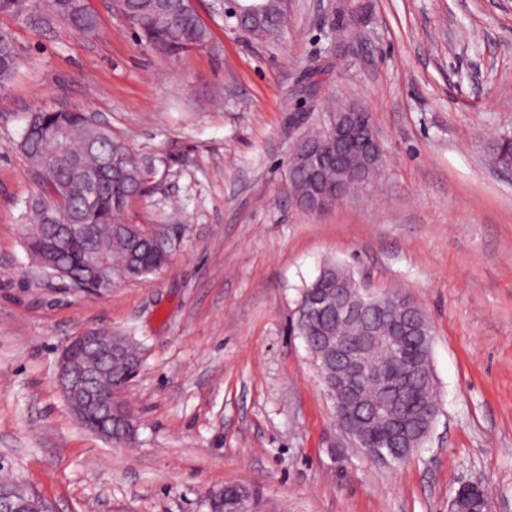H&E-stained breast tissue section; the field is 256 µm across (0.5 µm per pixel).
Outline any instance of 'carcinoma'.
<instances>
[{"label": "carcinoma", "instance_id": "carcinoma-1", "mask_svg": "<svg viewBox=\"0 0 512 512\" xmlns=\"http://www.w3.org/2000/svg\"><path fill=\"white\" fill-rule=\"evenodd\" d=\"M83 0H48L54 15L65 20L79 33L90 34L98 29L97 15L81 5ZM156 0H116L117 6L127 18L140 41L157 53L176 58L190 50H203L210 44V32L202 21L192 0H165L163 14L155 9ZM33 9V0H0V12L26 16ZM20 64L18 47L12 36L0 32V93L9 89ZM63 128L67 133L69 152L81 162L76 166L67 157L58 161L54 176L43 179L37 171L42 164L43 137ZM18 147L30 163V176L39 192L25 205V217L30 224L27 236L41 233L36 225L43 223V213L48 212L53 221L58 215L72 213L82 215L88 224L96 225L95 247L104 253L112 264L130 270L134 276L145 278L164 263L162 241L157 238L131 240L116 226L129 201L143 191L144 170L141 161L126 142L111 127H98L90 122L82 109L67 112L36 110L28 117L22 130ZM493 158L507 170L512 169V148L504 138L492 144ZM307 163L296 157L291 160L288 187L294 192L306 189ZM85 246L77 243L63 245L59 261L69 267L73 278L82 273V253ZM354 274L337 263L325 265L319 276L303 289L301 297L321 293L336 296V288H356ZM321 315L314 313L305 322L297 321L298 335L311 344V354L316 364H321L316 329ZM401 347L411 376L395 373L391 400L396 415L415 418L438 402L437 388L431 363L424 346L413 336L405 338ZM139 358L136 345L126 340L112 360L106 361L88 349L80 355L82 362H90L102 368L107 377L99 379L104 390L124 384L127 370ZM386 434V423L375 419L369 424L366 443L386 453L380 441ZM254 492L240 484H230L209 496L210 512H234L237 503ZM462 509L466 512H482L487 493L482 489L468 492L456 491Z\"/></svg>", "mask_w": 512, "mask_h": 512}]
</instances>
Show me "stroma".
<instances>
[{"mask_svg":"<svg viewBox=\"0 0 512 512\" xmlns=\"http://www.w3.org/2000/svg\"><path fill=\"white\" fill-rule=\"evenodd\" d=\"M208 2L210 48L176 60L138 43L113 0H88L89 35L45 0L0 12L22 57L0 95V471L46 512H208L228 483L256 490V512H448L469 483L512 512V172L489 151L512 136V0H373L346 52L333 0H288L267 41ZM327 95L369 112L387 190L317 215L289 196L288 164L300 132L324 127ZM66 108L143 162L125 219L169 254L147 279L86 292L26 251L36 185L16 143L30 112ZM330 261L407 293L433 326L439 413L396 467L339 433L294 329ZM85 329L140 349L129 444L81 428L58 390L59 350Z\"/></svg>","mask_w":512,"mask_h":512,"instance_id":"35a3bbf8","label":"stroma"}]
</instances>
